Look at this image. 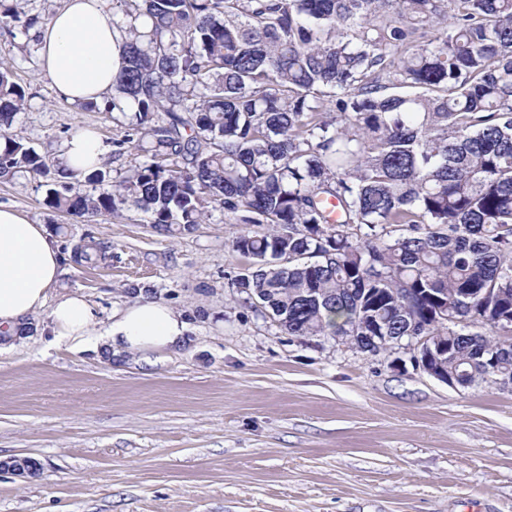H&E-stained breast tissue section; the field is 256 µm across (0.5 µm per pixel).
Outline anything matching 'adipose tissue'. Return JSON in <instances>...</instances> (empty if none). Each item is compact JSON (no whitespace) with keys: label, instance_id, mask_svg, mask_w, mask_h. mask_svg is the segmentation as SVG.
<instances>
[{"label":"adipose tissue","instance_id":"obj_1","mask_svg":"<svg viewBox=\"0 0 512 512\" xmlns=\"http://www.w3.org/2000/svg\"><path fill=\"white\" fill-rule=\"evenodd\" d=\"M39 58L59 97L103 103L120 64L105 0H65L40 30ZM104 154L91 129L76 130L64 143V159L77 173L100 165ZM62 272L59 248L44 225L0 206V332L16 334L29 316L44 310L54 341L76 354L109 358L183 347L189 324L166 303L140 299L104 318L82 292L54 296Z\"/></svg>","mask_w":512,"mask_h":512}]
</instances>
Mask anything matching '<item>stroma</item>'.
Masks as SVG:
<instances>
[{
    "mask_svg": "<svg viewBox=\"0 0 512 512\" xmlns=\"http://www.w3.org/2000/svg\"><path fill=\"white\" fill-rule=\"evenodd\" d=\"M0 59L26 91L9 133L48 164L79 127L106 145L111 178L144 162L111 151L126 131L111 113L55 95L33 31L0 33ZM45 194L44 177L0 178L1 205L112 251L101 268L63 260L58 292L106 317L161 300L190 332L181 351L109 360L49 346L47 313L31 316L0 346V457L41 472H0V512H512V390L449 387L405 349L288 335L232 287L248 261L222 211L163 236L140 211L83 221Z\"/></svg>",
    "mask_w": 512,
    "mask_h": 512,
    "instance_id": "stroma-1",
    "label": "stroma"
}]
</instances>
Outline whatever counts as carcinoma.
Masks as SVG:
<instances>
[{"mask_svg": "<svg viewBox=\"0 0 512 512\" xmlns=\"http://www.w3.org/2000/svg\"><path fill=\"white\" fill-rule=\"evenodd\" d=\"M112 29L114 146L151 162L61 163L48 209L170 234L218 208L247 225L232 286L289 335L431 336L459 388L512 375V0H112ZM25 101L1 60L3 176L49 173L8 133ZM70 259L110 256L87 234Z\"/></svg>", "mask_w": 512, "mask_h": 512, "instance_id": "1", "label": "carcinoma"}]
</instances>
